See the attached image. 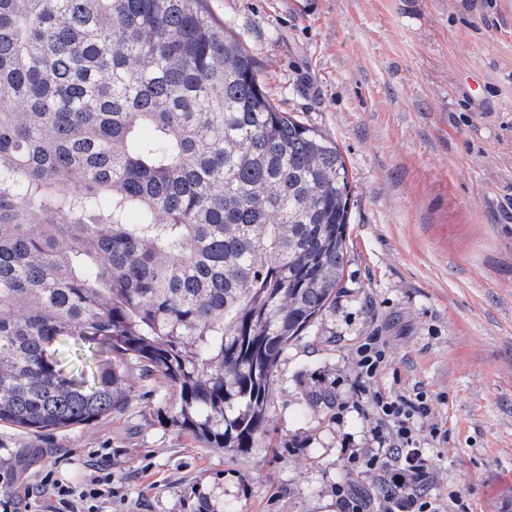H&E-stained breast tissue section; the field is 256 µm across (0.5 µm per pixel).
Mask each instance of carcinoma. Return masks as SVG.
<instances>
[{
	"mask_svg": "<svg viewBox=\"0 0 512 512\" xmlns=\"http://www.w3.org/2000/svg\"><path fill=\"white\" fill-rule=\"evenodd\" d=\"M351 196L205 0H0V422L118 411L122 361L61 365L81 342L164 379L158 416L199 447H254L336 301Z\"/></svg>",
	"mask_w": 512,
	"mask_h": 512,
	"instance_id": "1",
	"label": "carcinoma"
}]
</instances>
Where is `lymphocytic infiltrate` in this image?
Wrapping results in <instances>:
<instances>
[{"label":"lymphocytic infiltrate","instance_id":"obj_1","mask_svg":"<svg viewBox=\"0 0 512 512\" xmlns=\"http://www.w3.org/2000/svg\"><path fill=\"white\" fill-rule=\"evenodd\" d=\"M386 359L380 337H369L357 349L358 398L370 400L376 410L369 433L374 448L355 452L351 462L357 474H377L378 497L357 493L349 481L336 484V498L343 512H438L428 497L429 459L417 441L420 422L430 414L426 394L412 396L369 390L368 385L381 372ZM111 449L92 452L89 471L77 484L61 479L57 469L43 471L37 479L16 490L11 463H0V512H107L119 491L112 485Z\"/></svg>","mask_w":512,"mask_h":512}]
</instances>
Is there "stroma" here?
Listing matches in <instances>:
<instances>
[{
    "instance_id": "obj_1",
    "label": "stroma",
    "mask_w": 512,
    "mask_h": 512,
    "mask_svg": "<svg viewBox=\"0 0 512 512\" xmlns=\"http://www.w3.org/2000/svg\"><path fill=\"white\" fill-rule=\"evenodd\" d=\"M255 59L280 111L340 148L352 187L335 304L281 355L269 433L242 453L200 448L162 422L172 394L125 371L120 412L37 435L0 423L20 478L70 452L77 483L112 451V512H339L353 450L373 447L352 385L356 349L382 337L373 388L424 391L431 495L512 512V0H208ZM331 387L334 407L311 405Z\"/></svg>"
}]
</instances>
